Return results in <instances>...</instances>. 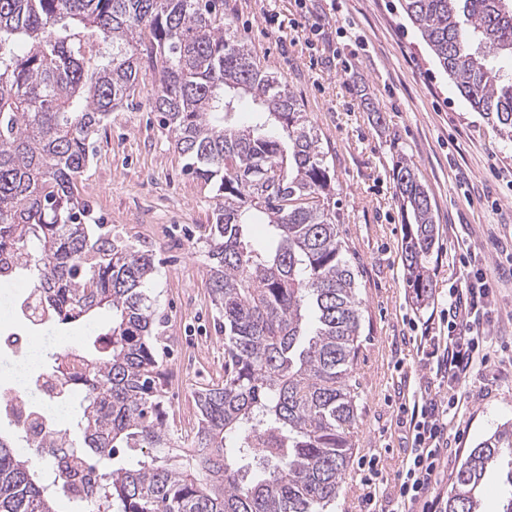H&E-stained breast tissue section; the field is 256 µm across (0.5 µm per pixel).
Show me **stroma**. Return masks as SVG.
I'll return each instance as SVG.
<instances>
[{"mask_svg": "<svg viewBox=\"0 0 512 512\" xmlns=\"http://www.w3.org/2000/svg\"><path fill=\"white\" fill-rule=\"evenodd\" d=\"M336 31L313 44L311 16L295 0H224L238 36L281 76L315 128L335 178L336 217L358 267L363 298L355 369L360 421L346 482L333 512H393L397 475L410 447L402 408L414 391L448 398V382L428 368L430 339L443 335L440 314L462 276L451 256L479 246L487 269L512 249V190L495 180L512 170V142L459 95L400 0H317ZM278 16L270 27L266 16ZM335 54L339 66L324 64ZM152 76L134 100L113 112L94 139L79 185L93 217L151 249L158 274L149 285L167 320L157 351L166 403L178 426L196 420L193 393L224 376V334L205 287L207 260L194 244L211 223L216 201L185 168L172 136L153 112ZM410 161L427 186L439 234L431 260L432 296L412 300L401 260L402 210L391 176ZM488 329L498 352L465 382L459 417L448 427L443 481L466 451L503 423H512V277L495 284ZM100 322L30 331L39 346L81 347Z\"/></svg>", "mask_w": 512, "mask_h": 512, "instance_id": "obj_1", "label": "stroma"}]
</instances>
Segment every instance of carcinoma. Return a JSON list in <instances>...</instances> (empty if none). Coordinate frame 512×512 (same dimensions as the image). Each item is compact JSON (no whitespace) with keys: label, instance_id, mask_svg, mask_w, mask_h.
Segmentation results:
<instances>
[{"label":"carcinoma","instance_id":"cac0c4a2","mask_svg":"<svg viewBox=\"0 0 512 512\" xmlns=\"http://www.w3.org/2000/svg\"><path fill=\"white\" fill-rule=\"evenodd\" d=\"M459 94L512 139V0H402ZM151 72L153 111L187 171L212 187L198 243L224 332V380L194 393L181 431L164 404L165 317L147 284L151 253L92 222L78 184L93 138ZM253 105L252 124L236 120ZM406 224L402 263L416 303L433 288L437 236L413 165L392 171ZM333 175L297 98L224 20V0H0V281L25 277L16 312L35 327L111 313L77 349L83 391L74 443L88 471L43 479L0 433V512H324L353 455L362 301L330 208ZM264 227L255 242L250 230ZM129 462L114 463L119 450ZM512 456V424L469 449L445 512H478V491Z\"/></svg>","mask_w":512,"mask_h":512}]
</instances>
